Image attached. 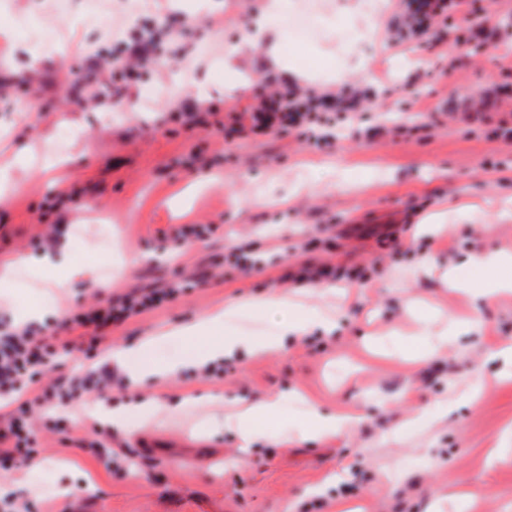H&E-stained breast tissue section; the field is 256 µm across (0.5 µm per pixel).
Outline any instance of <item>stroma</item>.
<instances>
[{
    "label": "stroma",
    "mask_w": 512,
    "mask_h": 512,
    "mask_svg": "<svg viewBox=\"0 0 512 512\" xmlns=\"http://www.w3.org/2000/svg\"><path fill=\"white\" fill-rule=\"evenodd\" d=\"M371 24L359 0H288L278 41L284 65L260 43L237 57L245 85L228 91L224 55L262 13L264 0H71L36 22L40 0H0V81L17 87L0 106V165L20 158L0 192V259H16L0 287V327L29 309L55 325L70 308L193 270L211 279L177 299L105 329L100 355H72L43 383L111 363L161 335L225 313L224 333L278 340L167 377L126 378L65 406L66 433L35 409V463L0 469V503L30 512H512V293L488 303L470 289L493 277L477 253L512 254V0H488L497 46L456 49L457 18L444 44L449 67L413 42H397L399 0H379ZM190 21L164 60L128 81L134 108L97 105L105 86H77L87 58L108 61L131 44L136 20ZM66 50L57 56L48 41ZM360 44L363 66L352 63ZM365 92L363 128L329 146L296 138L228 139L246 106L288 86L338 89L330 71ZM414 86H407L408 78ZM205 126H187L185 107ZM209 234L165 249L178 230ZM494 225L485 234L484 225ZM238 244L257 257L238 274L224 254ZM48 254L65 264H43ZM366 271L365 279L298 287L304 267ZM93 279L72 276V268ZM454 276L462 289L444 284ZM65 281L58 289L57 281ZM278 306L255 309L251 298ZM332 316V334L286 337L297 312ZM448 343L430 361L406 354L417 341ZM275 399L263 439L242 449L224 415ZM125 405L122 426L91 414L95 401ZM349 415L334 439L307 436L313 413ZM102 440L111 463L82 453Z\"/></svg>",
    "instance_id": "obj_1"
}]
</instances>
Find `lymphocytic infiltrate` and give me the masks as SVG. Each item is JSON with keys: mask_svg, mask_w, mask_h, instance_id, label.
<instances>
[{"mask_svg": "<svg viewBox=\"0 0 512 512\" xmlns=\"http://www.w3.org/2000/svg\"><path fill=\"white\" fill-rule=\"evenodd\" d=\"M403 4L398 28L405 39L425 40L427 48L440 47L442 38L435 23L452 14L461 15L466 31L481 43H488L493 35L488 12L478 0H403ZM360 103L361 96L353 89L322 94L289 89L263 99L249 112L248 128L314 142L326 140L332 136L330 113L339 112L351 120L359 112ZM199 281L195 275L161 288L133 289L119 304L68 314L51 332L30 327L0 329V396L12 397L14 403L8 422L0 426V468L36 459L38 450L30 424L34 407H50L80 397L90 387L108 381V374L95 372L71 374L56 384L42 385V374L57 365L61 354L82 350L86 343L97 341L101 327L172 301Z\"/></svg>", "mask_w": 512, "mask_h": 512, "instance_id": "f902f5d3", "label": "lymphocytic infiltrate"}]
</instances>
